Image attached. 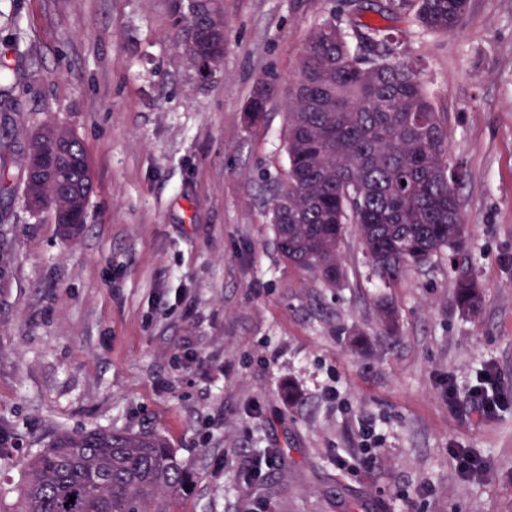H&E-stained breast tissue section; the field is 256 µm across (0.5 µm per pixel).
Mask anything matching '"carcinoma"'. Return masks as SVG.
<instances>
[{
  "label": "carcinoma",
  "mask_w": 512,
  "mask_h": 512,
  "mask_svg": "<svg viewBox=\"0 0 512 512\" xmlns=\"http://www.w3.org/2000/svg\"><path fill=\"white\" fill-rule=\"evenodd\" d=\"M186 12L176 48L195 72L213 77L224 54V15L215 0ZM343 26L331 19L308 41L288 90L286 178L270 203V224L284 262L334 288L343 279L345 225L356 231L375 271L387 281L421 267L443 251L466 247L464 216L448 178L447 113L439 111L425 79L391 28L364 24V0ZM469 0H385L381 13L424 32L447 35L461 26ZM274 85L260 82L247 117L265 112ZM79 170L44 183L46 194L87 209L92 172L81 141ZM11 146L0 140V180L9 177ZM14 227L0 224V280L12 275ZM456 303L479 311L480 284L461 274ZM388 334L399 331L391 303L379 304ZM191 466L161 434L148 430L61 432L31 456L16 508L0 512H172L192 483ZM74 502H69V497Z\"/></svg>",
  "instance_id": "cac0c4a2"
}]
</instances>
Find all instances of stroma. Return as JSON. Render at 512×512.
<instances>
[{
    "label": "stroma",
    "instance_id": "1",
    "mask_svg": "<svg viewBox=\"0 0 512 512\" xmlns=\"http://www.w3.org/2000/svg\"><path fill=\"white\" fill-rule=\"evenodd\" d=\"M222 5L223 63L202 84L174 46L183 0H0V136L19 158L32 131L67 126L94 177L74 237L25 207L20 165L0 182L15 234L0 431L19 440L0 485L16 500L25 461L59 432L155 430L193 468L176 512H345L352 498L361 512H512V405L481 419L444 397L467 398L488 365L512 396V0H471L448 36L396 24L462 170L457 264L438 256L386 285L350 224L337 288L283 262L267 212L288 168V88L345 0ZM463 270L483 289L474 316L455 302ZM456 448L485 472L461 476ZM275 91L274 85L267 81H261L253 91L246 103H249L246 111L251 121L258 120L265 112L269 97Z\"/></svg>",
    "mask_w": 512,
    "mask_h": 512
}]
</instances>
